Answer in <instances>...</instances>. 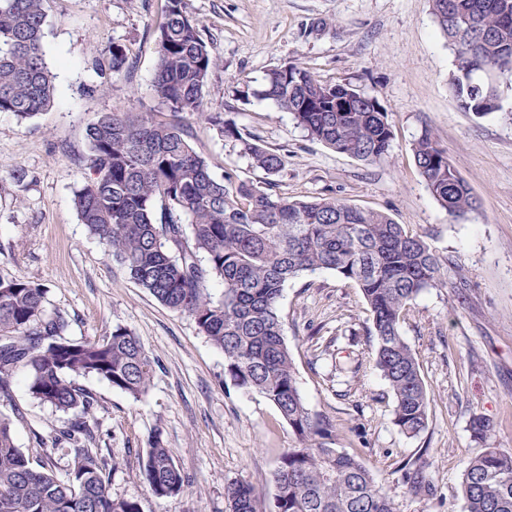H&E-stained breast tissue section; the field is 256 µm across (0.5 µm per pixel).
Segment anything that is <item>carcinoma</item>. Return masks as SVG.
<instances>
[{
    "mask_svg": "<svg viewBox=\"0 0 512 512\" xmlns=\"http://www.w3.org/2000/svg\"><path fill=\"white\" fill-rule=\"evenodd\" d=\"M46 0H0V112L21 120L53 102L45 57ZM434 22L455 55L449 90L466 112L500 109L499 87L512 85V0H429ZM155 112H103L86 128L88 181L74 192L79 220L141 288L191 317L224 353L239 388L269 400L297 446L283 452L268 506L247 481L225 486L230 512H396L372 472L353 454L328 446L333 423L307 407L283 335L280 301L288 280L330 270L360 289L370 312L374 362L394 395L393 423L407 435L425 429L429 399L417 358L401 335L410 304L441 284V264L423 236L388 214L334 197L297 200L271 191L285 155L245 136L221 112L204 114L203 91L214 59L184 0H166L153 29ZM125 46L112 44V76L129 69ZM491 71L493 89L483 83ZM256 96L291 114L307 136L366 164L392 147L388 112L350 84L327 83L297 62L272 69ZM205 119L238 142L264 184L230 171L216 179L190 143L185 120ZM419 174L455 220L476 210L468 184L431 133L413 143ZM223 286L215 300L207 284ZM47 288L0 274V397L15 371L27 370L30 396L71 416L60 435L71 445L68 477L37 468L15 444L0 413V512H141L112 497L107 460L86 446L96 400L75 382L95 376L134 398L153 377L154 361L123 326L98 339L67 336L68 318L45 314ZM138 477L156 499L185 491V478L155 431ZM465 512H512V454L486 448L464 466Z\"/></svg>",
    "mask_w": 512,
    "mask_h": 512,
    "instance_id": "1",
    "label": "carcinoma"
}]
</instances>
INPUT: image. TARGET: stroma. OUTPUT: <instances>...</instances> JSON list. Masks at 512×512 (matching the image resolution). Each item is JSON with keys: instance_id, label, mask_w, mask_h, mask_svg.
I'll list each match as a JSON object with an SVG mask.
<instances>
[{"instance_id": "stroma-1", "label": "stroma", "mask_w": 512, "mask_h": 512, "mask_svg": "<svg viewBox=\"0 0 512 512\" xmlns=\"http://www.w3.org/2000/svg\"><path fill=\"white\" fill-rule=\"evenodd\" d=\"M165 0H47L44 47L56 73L54 102L34 119L0 112V272L43 285L47 313L70 319L76 339H100L116 326L139 337L156 365L139 398L81 376L96 408L91 447L115 461L113 498L142 512H229L234 479L273 498L272 475L295 437L262 395L224 374V354L193 319L139 287L81 224L75 189L88 179L86 128L115 108L148 112L156 102L152 31ZM215 60L200 117L189 121L194 149L212 174L264 180L234 141L204 118L220 112L265 148L286 156L275 193L336 197L388 213L424 233L442 260V283L408 308L401 333L415 353L429 399L425 430L402 433L394 396L374 364L369 312L357 286L324 270L290 280L280 315L301 395L336 425L334 445L356 455L395 503L396 512H464L465 462L487 448L512 453V89L500 111H464L451 96L454 53L428 0H185ZM129 53L130 73L102 70L113 44ZM299 62L318 79L377 97L389 114L393 148L368 165L310 141L292 116L255 97L268 72ZM431 130L469 184L477 208L457 222L433 198L411 146ZM25 371L11 381L0 412L15 443L41 465L67 415L31 398ZM490 419L486 439L471 430ZM160 433L186 476V491L153 498L138 480L142 456ZM417 470L428 493L410 494L403 470Z\"/></svg>"}]
</instances>
